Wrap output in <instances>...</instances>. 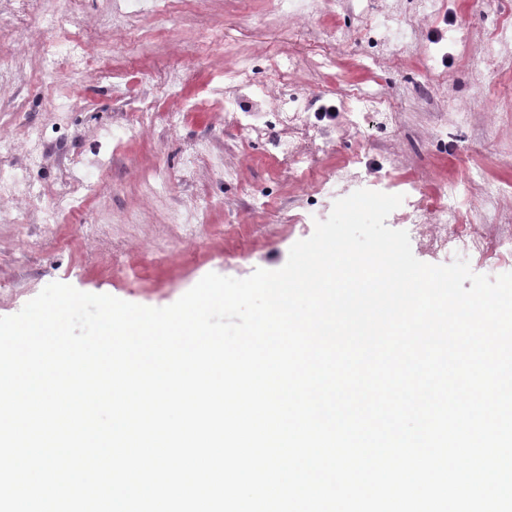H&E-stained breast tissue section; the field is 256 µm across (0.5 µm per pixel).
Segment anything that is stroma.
<instances>
[{"label":"stroma","instance_id":"1","mask_svg":"<svg viewBox=\"0 0 512 512\" xmlns=\"http://www.w3.org/2000/svg\"><path fill=\"white\" fill-rule=\"evenodd\" d=\"M392 2L336 0L297 28L277 0H193L167 15L157 0H79L63 23L51 17L64 0H14L0 12V32L10 37L22 104L0 105V130L23 118L67 151L64 166L28 169L39 205L69 184L90 180L98 189L57 224H0V316L18 313L55 281L165 307L207 273L245 278L259 267L281 268L291 246L314 231L313 222L285 219L299 209L300 187L284 176L267 141L231 128L208 103L222 89L226 67L246 59L253 85L263 86L289 52L301 62L293 80L316 98L315 123L331 139L313 155L316 175L356 154L369 180L415 184L431 208L447 202L450 186H465L457 199L460 223L411 233L414 256L434 265L463 256L474 273L491 278L512 272L502 246L512 240V200L484 191L488 184L512 185V48L495 59L475 50L501 33L512 35V0H442L419 30L420 52L408 53L401 65L378 67L383 40L369 17ZM85 24L105 26L90 50L124 74L121 90L98 75L44 67L46 57L70 54ZM337 28L348 38L332 51L328 42ZM172 69L179 82L164 87ZM147 83L158 87V120L142 137L116 140L117 112L138 110ZM350 85L387 100L395 121L366 112L350 126ZM61 99L70 109L60 120L53 105ZM471 101L475 111L460 122L454 105ZM176 107L183 119L172 131L160 115ZM204 135L236 177H186L183 155ZM192 199L207 205V222L186 240L170 218ZM457 233L479 236L480 251L461 254L452 242ZM440 236L450 241L447 251L435 248Z\"/></svg>","mask_w":512,"mask_h":512}]
</instances>
